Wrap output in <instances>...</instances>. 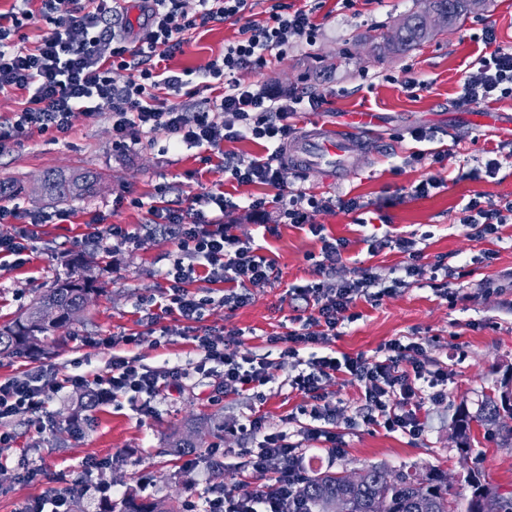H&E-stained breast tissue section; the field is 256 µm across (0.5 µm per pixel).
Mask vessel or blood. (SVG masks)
<instances>
[{
    "instance_id": "b4317fda",
    "label": "vessel or blood",
    "mask_w": 512,
    "mask_h": 512,
    "mask_svg": "<svg viewBox=\"0 0 512 512\" xmlns=\"http://www.w3.org/2000/svg\"><path fill=\"white\" fill-rule=\"evenodd\" d=\"M369 114H358L341 129L313 125L288 154L291 163L316 169L331 178L346 176L357 168L368 151L360 132L370 124Z\"/></svg>"
}]
</instances>
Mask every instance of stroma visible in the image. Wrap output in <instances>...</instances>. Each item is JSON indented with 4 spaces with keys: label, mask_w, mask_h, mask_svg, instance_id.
<instances>
[{
    "label": "stroma",
    "mask_w": 512,
    "mask_h": 512,
    "mask_svg": "<svg viewBox=\"0 0 512 512\" xmlns=\"http://www.w3.org/2000/svg\"><path fill=\"white\" fill-rule=\"evenodd\" d=\"M271 4L255 0L243 22L213 23L189 34L165 67L189 71L190 86L199 98H214L207 87L210 61L236 40L241 23L265 25ZM312 5L319 26L315 44L290 47L287 57H269L265 66L245 72L243 78L273 90L325 93L322 111L291 118L298 136L313 121L340 126L358 112L373 116L363 132L372 151L344 179L331 182L309 171L300 181L294 168L283 172L285 186L300 183L314 194L365 202L360 214L337 209L317 215L321 236L305 224L280 223L272 207L262 220L251 218L245 205L272 199L276 188L237 183L230 174L206 167L199 150H169L165 132L128 151L115 148L112 122L105 114L78 119L66 136L35 132L10 139L0 149V184L6 187L0 202L40 220L29 262L0 269V327L67 275L72 254L90 257V274L101 286L61 340L48 344L46 354L0 358V381L40 365L53 368L61 378L77 373L106 376L111 352L101 341L112 336L137 337L126 353L139 364L160 372L177 367L187 374L180 386L154 398L155 413L148 418L141 416L138 402L125 396L75 415L79 391L70 386L46 402L41 422L25 415L16 418L12 445L0 450V512H22L46 487L64 489L86 475L110 485L114 501L132 493L146 501L174 497L184 502L215 484L241 497L257 496L265 484L250 465L258 441L236 431L249 416L261 417L266 432L287 431L305 456H318L320 465L335 471L354 473L377 465L393 472H422L437 466L446 472L451 492L461 497L468 493L466 471L478 463L493 486L512 492V448L499 447L492 427L474 424L472 450L466 455L452 434L459 409L476 412L485 396L497 393L505 370L512 367V223L480 237L459 221L462 206L474 195L512 199V157L503 160L496 177L483 171L488 151L512 150V98L472 105L460 101V78L484 54L486 31L494 30L499 43L512 44V0H475L456 24L400 53L384 45L382 35L393 31L409 11L424 9V0H351L347 6L313 0ZM409 76L416 79L415 88L405 87ZM418 127L431 131L430 148L448 151L444 164L413 160L418 144L411 132ZM86 170L101 175L92 194L67 202L41 194L48 174ZM433 175L443 178L442 187L425 198L413 196L412 185ZM211 190L239 204L236 235L275 266L271 281L252 286L251 302L234 310L216 303L223 285H192L193 291L215 300L204 310L201 326L237 331L238 356L274 364L272 382L257 396L224 391L220 374L195 373L199 354L177 336L184 325L178 314L163 318L175 334L159 345L136 306L139 296L163 294L162 273L175 256L168 237L150 225L145 202L162 194L171 200ZM61 211L67 220L58 219ZM100 213L129 232L133 243L115 251L87 243L90 224ZM387 234L415 236L421 265L441 259L449 267H464V275L448 277L443 292L425 275L392 289L406 255L392 248L374 251L367 244L369 237ZM325 237L347 242L337 276L369 268L390 292L375 306L357 301V320L342 325L325 346L300 348L299 356L371 358L394 339L425 343L428 369L445 372L448 385L443 397L424 401L421 436L364 423L363 383L340 377L329 381L326 390L339 410L331 429L342 453L317 449L306 437L310 419L302 410L308 400L286 385L288 371L277 366L279 349L267 339L287 332L295 318L311 314V306L293 289L314 280L311 258L319 254ZM213 414L224 424V470L215 472L200 459L194 468H186L184 460L168 453L166 438L187 416ZM76 420L83 434L71 432ZM104 458L108 466L88 470L90 461Z\"/></svg>",
    "instance_id": "obj_1"
}]
</instances>
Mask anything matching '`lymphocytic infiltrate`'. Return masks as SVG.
I'll return each mask as SVG.
<instances>
[{"instance_id":"f902f5d3","label":"lymphocytic infiltrate","mask_w":512,"mask_h":512,"mask_svg":"<svg viewBox=\"0 0 512 512\" xmlns=\"http://www.w3.org/2000/svg\"><path fill=\"white\" fill-rule=\"evenodd\" d=\"M251 9L252 0H140L142 23L134 31L123 24L125 9L116 0H42V13L53 28L31 48L14 39L30 19V11L19 7L4 14L0 17V94L24 91L28 97L9 119L7 131L0 132V148L9 134L35 131L66 135L78 118H92L104 112L112 119L113 143L126 150L140 144L143 136L159 131L171 134L177 149L212 151L224 141L238 138L273 142L276 150L264 157L225 155V171L241 183L277 188L272 201L256 199L248 204V211L255 216H263L267 204L272 203L285 223L306 224L312 234H320L322 227L315 222L317 214L337 208L357 211L361 203L354 198L318 196L300 186L284 187L285 164L278 148L292 134L288 123L291 115L319 111L326 96L318 92H271L242 78L244 71L266 63L269 56L281 58L291 45L314 42L317 26L313 12L303 6L294 9L277 0L271 7L269 25L260 27L244 23L245 14ZM227 20L241 22L239 37L225 45L222 57L212 60L207 68L211 78L222 82L223 96L194 105L161 101L158 90L177 93L185 81L181 73L158 71L156 58L180 50L186 34ZM484 39L487 53L478 57L461 77L462 101L466 104L512 97V46L498 43L491 30L486 31ZM236 209V203L223 193L212 191L192 197L185 206L169 200L149 204L150 224L165 231L179 256L164 273L167 289L162 296L140 297L137 305L147 325L159 327L163 339L170 336L171 330L160 327L162 315L178 313L187 322L183 335L201 354L198 370L207 372L212 364L222 367L225 390L240 392L271 382V366L262 360H240L233 349L235 332L221 336L213 328L196 329L195 321L212 299L189 289L201 276L209 283L225 284L221 304L235 309L251 301L252 285L271 280L272 261L257 255L232 232L228 218ZM18 217L16 208L0 205V224H15ZM459 221L480 226L484 235L497 234L499 226L512 222V200L477 195L462 207ZM345 247L341 240H323L321 258L315 263L317 280L295 289L297 296L312 305V314L300 327L269 337L268 342L279 347L282 365L296 370L288 379L289 387L311 402L310 440L322 444L336 441L329 425L338 411L325 385L340 374L363 382L366 423L422 435L421 399L426 395L442 397L448 383L447 374L426 369L423 358L427 349L423 343L392 340L375 358L299 359L300 347L329 343L339 327L355 320L352 308L357 300L375 303L382 297L380 282L369 270H359L350 278L337 276L336 266ZM370 247H394L407 255L403 277L393 282L397 288L406 286L409 278L427 271L435 275L444 268L439 261L428 268L419 265L420 252L410 237L387 235L372 240ZM33 249L34 235L27 227L16 226L14 234L0 237V259L12 258L14 265L25 264ZM135 342L132 336L104 340V347L113 351L108 360L109 375L105 387L93 389V397L102 403L129 393L146 395L140 413L149 417L154 413L150 396L177 386L184 373L175 367L155 371L121 355V347ZM68 386L92 388L87 375L61 379L49 367L1 381L0 447H9L13 441L9 429L12 420L42 410L46 400ZM238 431L261 439L252 459L253 473H265L274 462L278 465L276 476L271 477L263 492L249 499L236 497L224 486L213 487L209 496L189 500L186 512H288L292 494L306 474L297 446L286 434L264 432L257 416L246 418ZM105 492V486L79 480L70 488L53 489L34 499L24 512H72L75 498L93 499Z\"/></svg>"}]
</instances>
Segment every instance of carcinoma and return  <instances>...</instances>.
I'll use <instances>...</instances> for the list:
<instances>
[{"label":"carcinoma","instance_id":"obj_1","mask_svg":"<svg viewBox=\"0 0 512 512\" xmlns=\"http://www.w3.org/2000/svg\"><path fill=\"white\" fill-rule=\"evenodd\" d=\"M433 7L448 15V23L454 24L467 13L469 0H434ZM431 36L421 11L414 10L403 19L398 37L390 44L396 51H405ZM97 181V174L91 171L69 175L54 173L44 179L43 189L52 199L67 202L91 193ZM82 264V259H75L74 273L55 280L50 288L30 302L13 324L0 328V356L43 352L54 332L77 321L88 297L96 293L93 281L77 274ZM43 306L56 311L53 321L37 318V310ZM474 421L496 426L501 447L512 446V407H505L500 396L486 397L474 415L463 409L456 416L453 431L465 452L470 449L471 423ZM201 438L197 420L190 419L183 428L171 434L168 448L175 456L190 455L201 447ZM464 481L473 495L480 490L494 491L479 467L472 469ZM302 484L307 492L296 496V512H322L323 502L330 498L338 500L344 512H467L470 501L468 497L463 500L450 497L448 479L437 467L426 472L400 470L397 480L388 484L384 471L378 466H370L364 470L362 481L355 485L347 483L337 471L311 468ZM108 512H178V505L164 500L139 502L128 496L112 505Z\"/></svg>","mask_w":512,"mask_h":512}]
</instances>
